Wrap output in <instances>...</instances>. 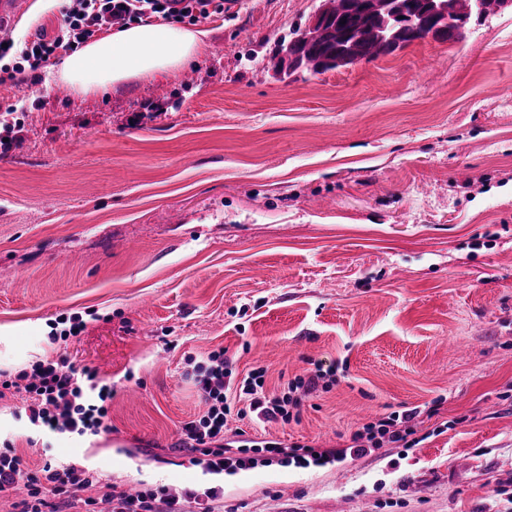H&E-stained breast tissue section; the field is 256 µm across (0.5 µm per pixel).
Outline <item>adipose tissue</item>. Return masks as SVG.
Returning <instances> with one entry per match:
<instances>
[{
	"label": "adipose tissue",
	"mask_w": 512,
	"mask_h": 512,
	"mask_svg": "<svg viewBox=\"0 0 512 512\" xmlns=\"http://www.w3.org/2000/svg\"><path fill=\"white\" fill-rule=\"evenodd\" d=\"M208 32L165 23L133 24L86 44L66 57L52 81L80 94H94L135 80L176 71L194 60Z\"/></svg>",
	"instance_id": "1"
}]
</instances>
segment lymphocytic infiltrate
I'll return each mask as SVG.
<instances>
[{
    "mask_svg": "<svg viewBox=\"0 0 512 512\" xmlns=\"http://www.w3.org/2000/svg\"><path fill=\"white\" fill-rule=\"evenodd\" d=\"M223 0H68L62 22L52 39L37 36L22 42L7 38L0 47V85L24 71H37L56 51H76L97 32L112 26L130 25L157 17L168 21L197 22L211 13H223ZM193 381L204 413L185 422L176 446L189 455L193 465L219 474L227 469L247 468L258 463L292 461L328 463L367 454L383 443L408 445L414 435L413 422L418 409L392 412L352 432L346 446L316 448L299 443L285 444L265 438L225 437L229 418L255 414L265 422L289 423L295 420L306 394L330 377V370L315 364L307 374L295 377L287 392L273 395L266 390V371L257 367L243 377H235L223 350L208 353L193 368ZM0 388L25 392L29 402L25 413L39 430L59 436H97L108 432L107 400L110 384L100 381L90 369H76L67 357L39 361L30 370L0 379ZM24 488L26 494L15 504V512H65L73 500H81L85 512H186L192 502L197 512H215L224 497L219 486L187 489L182 495L170 494L167 486L140 488L128 493L122 486L102 482L96 472L74 464L56 469L44 465L34 471L11 442L0 445V492Z\"/></svg>",
    "mask_w": 512,
    "mask_h": 512,
    "instance_id": "1",
    "label": "lymphocytic infiltrate"
}]
</instances>
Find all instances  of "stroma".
<instances>
[{"label": "stroma", "mask_w": 512, "mask_h": 512, "mask_svg": "<svg viewBox=\"0 0 512 512\" xmlns=\"http://www.w3.org/2000/svg\"><path fill=\"white\" fill-rule=\"evenodd\" d=\"M319 4L226 0L193 62L99 94L56 96L47 69L0 86V369L63 351L114 389L111 432L83 440L0 397L29 469L206 487L175 444L204 411L187 361L220 349L271 393L336 368L298 420L230 439L337 448L420 410L415 447L257 464L224 512H512V9L280 78L277 42ZM60 9L30 0L11 31L53 37ZM61 315L85 329L59 347Z\"/></svg>", "instance_id": "stroma-1"}]
</instances>
